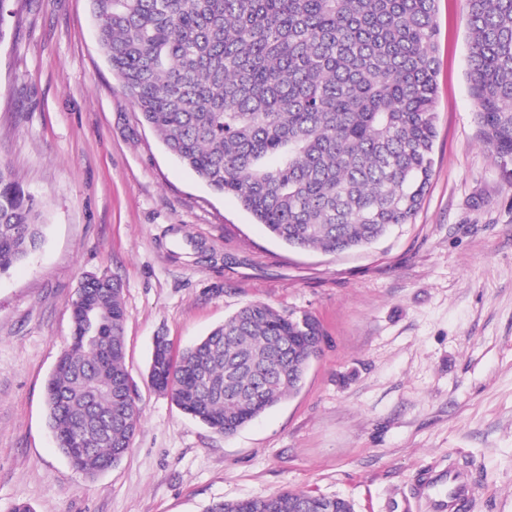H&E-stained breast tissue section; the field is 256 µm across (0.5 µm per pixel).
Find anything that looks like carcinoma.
Listing matches in <instances>:
<instances>
[{
  "label": "carcinoma",
  "instance_id": "obj_1",
  "mask_svg": "<svg viewBox=\"0 0 512 512\" xmlns=\"http://www.w3.org/2000/svg\"><path fill=\"white\" fill-rule=\"evenodd\" d=\"M113 75L167 151L270 234L326 253L409 224L428 191L437 112L436 0H90ZM469 92L482 143L512 161V0H467ZM43 216L0 162V274L40 249ZM46 385L49 425L88 478L130 451L121 283L83 276ZM322 336L251 302L148 380L224 435L297 390ZM88 438L72 451L76 433ZM203 512H353L293 490Z\"/></svg>",
  "mask_w": 512,
  "mask_h": 512
}]
</instances>
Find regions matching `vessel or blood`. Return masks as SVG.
I'll return each instance as SVG.
<instances>
[{
    "mask_svg": "<svg viewBox=\"0 0 512 512\" xmlns=\"http://www.w3.org/2000/svg\"><path fill=\"white\" fill-rule=\"evenodd\" d=\"M473 490L467 470H447L429 466L413 488L415 498L422 500L427 512H457L469 500Z\"/></svg>",
    "mask_w": 512,
    "mask_h": 512,
    "instance_id": "1",
    "label": "vessel or blood"
}]
</instances>
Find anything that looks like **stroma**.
I'll list each match as a JSON object with an SVG mask.
<instances>
[{"label":"stroma","instance_id":"stroma-1","mask_svg":"<svg viewBox=\"0 0 512 512\" xmlns=\"http://www.w3.org/2000/svg\"><path fill=\"white\" fill-rule=\"evenodd\" d=\"M437 137L415 220L369 247H289L165 150L122 93L89 0H13L0 43V161L49 225L0 276V512H202L283 489L354 512H425L428 466L470 470L461 512H512V163L480 143L465 0H436ZM119 279L126 366L142 408L128 455L95 478L48 425L46 381L88 273ZM317 319L297 391L236 434L147 383L154 336L174 353L245 304Z\"/></svg>","mask_w":512,"mask_h":512}]
</instances>
